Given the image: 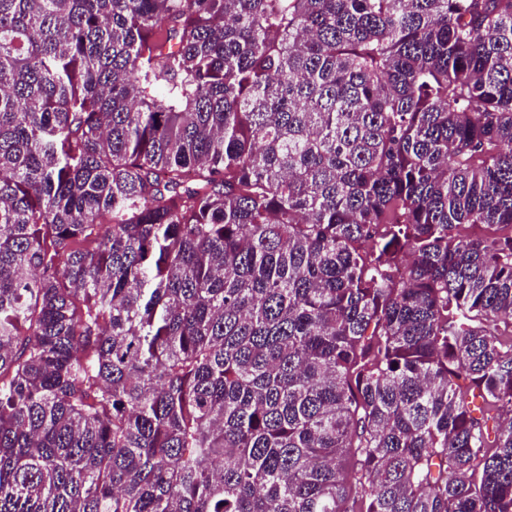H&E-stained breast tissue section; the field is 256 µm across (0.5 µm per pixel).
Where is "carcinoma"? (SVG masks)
<instances>
[{"label":"carcinoma","instance_id":"obj_1","mask_svg":"<svg viewBox=\"0 0 512 512\" xmlns=\"http://www.w3.org/2000/svg\"><path fill=\"white\" fill-rule=\"evenodd\" d=\"M0 512H512V0H0Z\"/></svg>","mask_w":512,"mask_h":512}]
</instances>
